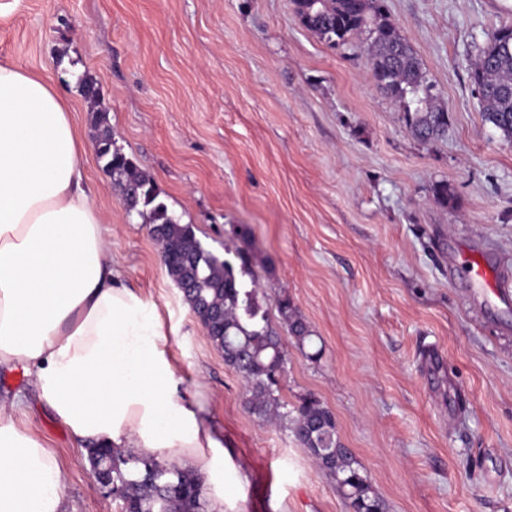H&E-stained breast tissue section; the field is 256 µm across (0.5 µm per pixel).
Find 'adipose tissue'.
Wrapping results in <instances>:
<instances>
[{
    "label": "adipose tissue",
    "instance_id": "adipose-tissue-1",
    "mask_svg": "<svg viewBox=\"0 0 512 512\" xmlns=\"http://www.w3.org/2000/svg\"><path fill=\"white\" fill-rule=\"evenodd\" d=\"M156 304L120 282L55 85L0 62V367L22 366L77 444L201 469L231 512L224 434L180 391ZM50 448L0 409V512H62Z\"/></svg>",
    "mask_w": 512,
    "mask_h": 512
}]
</instances>
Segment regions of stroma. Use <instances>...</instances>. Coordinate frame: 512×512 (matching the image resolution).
<instances>
[{
  "mask_svg": "<svg viewBox=\"0 0 512 512\" xmlns=\"http://www.w3.org/2000/svg\"><path fill=\"white\" fill-rule=\"evenodd\" d=\"M386 6L448 112L434 141L413 137L373 84L368 34L331 47L291 0H0V60L67 96L121 281L157 305L180 389L223 428L237 512L351 510L292 432L250 414L244 380L98 163L77 79L95 80L116 147L206 246L236 252L249 228L287 354L281 394L333 412L385 512H512V301L460 265L475 252L512 281V144L484 121L471 78L512 0ZM283 298L310 343L287 335ZM0 403L53 448L64 512H124L22 368H0Z\"/></svg>",
  "mask_w": 512,
  "mask_h": 512,
  "instance_id": "obj_1",
  "label": "stroma"
}]
</instances>
